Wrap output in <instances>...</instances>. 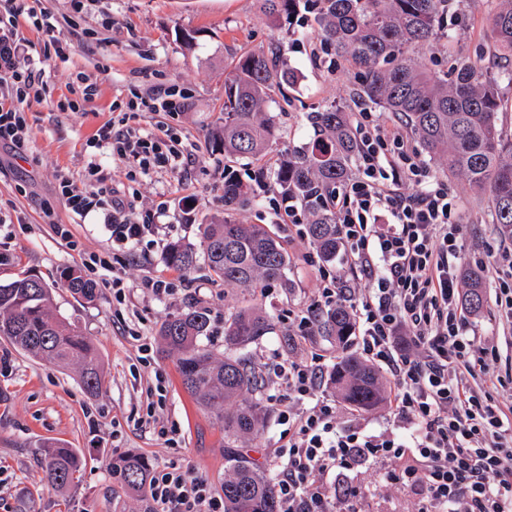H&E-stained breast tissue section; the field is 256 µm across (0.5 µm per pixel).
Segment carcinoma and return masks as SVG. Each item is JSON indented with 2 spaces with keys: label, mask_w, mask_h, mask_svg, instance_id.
Masks as SVG:
<instances>
[{
  "label": "carcinoma",
  "mask_w": 512,
  "mask_h": 512,
  "mask_svg": "<svg viewBox=\"0 0 512 512\" xmlns=\"http://www.w3.org/2000/svg\"><path fill=\"white\" fill-rule=\"evenodd\" d=\"M272 21L295 11L299 0H261ZM316 11L321 37L336 56L361 69L360 94L404 118L424 154L443 159L451 174L485 189L494 223L512 233V140L499 127L498 85L512 84V68L494 79L484 77L476 64L439 73L412 57V51L436 36L454 0H309ZM493 31L499 49L512 56V5L493 10ZM281 51L249 53L239 58L224 81V125L212 135L213 149L226 158L255 157L274 140L272 117L265 112L273 95L289 84L290 72L280 64ZM320 131L302 151L290 152L273 172L281 194H291L308 215L306 232L321 254L336 259L339 241L327 196L350 174L357 144L345 110L331 106L315 115ZM251 188L236 176L224 178V207L250 201ZM203 258L210 274L225 284L263 288L287 284L290 259L280 241L261 224L214 220L203 227ZM167 265L182 274L199 268L195 249L171 244ZM71 294L93 301L97 285L75 267L60 270ZM465 305L483 307L484 283L477 272L467 275ZM205 310L195 309L165 320L159 329L165 348L180 354L185 389L224 429V437L258 433L267 420L262 401H245L231 411L224 405L256 389L259 374L239 359H216L198 345L207 335ZM271 323L251 311H239L224 322V337L246 344L267 335ZM319 330L336 341L349 342L353 322L348 309L338 306L319 319ZM0 336L27 355L75 368L88 392L99 394L103 374L93 341L74 321L52 312V292L40 277L27 271L0 282ZM330 382L350 404L373 409L383 401L376 371L348 354L336 362ZM230 476L224 481V512H280L271 481L242 457L226 460ZM79 471L75 449L49 445L44 455V479L57 487L72 485ZM151 463L133 453L112 459V474L124 491L148 502Z\"/></svg>",
  "instance_id": "1"
}]
</instances>
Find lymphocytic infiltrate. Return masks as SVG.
Masks as SVG:
<instances>
[{
    "mask_svg": "<svg viewBox=\"0 0 512 512\" xmlns=\"http://www.w3.org/2000/svg\"><path fill=\"white\" fill-rule=\"evenodd\" d=\"M22 18L43 36L38 53L19 32ZM66 57L50 12L34 0H0V147H25L24 107L43 87L44 64ZM174 95L169 87L128 101L119 122L104 123L90 147L144 175L182 164L166 148L177 129L147 132L137 123L143 112L176 111ZM353 126L357 171L329 205L343 261L369 286L349 295L341 275L322 269L324 286L298 329L309 334L320 312L347 307L362 356L394 378L392 425L367 433L344 420L342 409L319 396L314 365L267 366L268 400L284 427L273 470L280 512H335L339 494L357 493L349 472L382 459L404 461L385 479L417 496L419 512H512V372L499 374L498 347L482 341L459 307L465 245L457 198L400 128L364 109ZM104 181L92 162L81 178L60 176L56 195L78 216L111 212L112 247L122 253L160 234L161 225ZM480 265L495 287L499 325L512 333V236ZM150 484L155 512H224L208 483L182 469L155 470Z\"/></svg>",
    "mask_w": 512,
    "mask_h": 512,
    "instance_id": "f902f5d3",
    "label": "lymphocytic infiltrate"
}]
</instances>
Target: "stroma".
Wrapping results in <instances>:
<instances>
[{
    "label": "stroma",
    "instance_id": "obj_1",
    "mask_svg": "<svg viewBox=\"0 0 512 512\" xmlns=\"http://www.w3.org/2000/svg\"><path fill=\"white\" fill-rule=\"evenodd\" d=\"M40 5L57 19L69 54L45 67L46 95L29 104L25 150L0 154V252L8 256L0 263V281L27 270L51 284L55 313L78 322L97 346L105 384L99 395H90L72 370L32 358L0 336V512H140L136 494L112 491V459L129 452L156 467L188 470L219 495L228 453L271 474L272 452L283 430L276 413H269L259 434L226 443L210 414L184 389L178 356L162 351L158 329L188 308H204L210 333L200 344L216 358L242 359L258 369L276 356L304 362L319 358L320 391L341 402L329 383L341 345L317 330L299 336L296 328L298 315L323 286L317 267L304 259L314 246L277 224L268 200L279 193L271 174L283 156L315 138V112L329 106L349 112L363 108L357 97L359 70L324 52L314 14L304 8L274 24L261 11L260 0H41ZM448 31L433 45L416 48L414 58L437 59L442 71L472 62L489 76L512 67V57L497 50L486 0H458ZM188 34L194 38L189 45L184 42ZM277 45L293 81L268 107L276 123L273 144L252 160L225 159L210 144L224 119V79L242 55ZM80 75L96 83V98L83 111L60 110L59 101L69 97ZM157 87L180 92L186 107L144 113L141 126L148 131L177 127L181 137L174 149L188 161L132 178L122 163L88 148L87 142L132 93ZM92 161L104 168L107 187L134 195L140 212L173 227L163 240L142 244L135 260L123 262L128 288L122 302L103 287L101 271L84 263L88 255L112 250L106 213L76 218L55 193L61 174L80 177ZM428 166L446 178L458 199L468 244L463 267L473 269L486 245L499 241L487 195L460 176L447 175L440 161ZM259 171L265 180L254 187L252 203L225 210V176L248 181ZM224 217L266 225L280 237L290 257L288 286L272 285L263 293L226 285L204 270L184 275L167 265L171 243L200 247L203 224ZM63 228L69 238L60 236ZM65 266L83 269L98 282L94 301L75 299L58 285ZM151 278L172 282L174 293L155 297L143 286ZM247 307L267 317L272 331L245 347L225 342V320ZM50 443L74 448L82 459L67 489L43 477L41 459ZM399 466L396 460L378 461L355 469L351 481L361 493L341 501L343 512H417L416 497L384 479Z\"/></svg>",
    "mask_w": 512,
    "mask_h": 512
}]
</instances>
